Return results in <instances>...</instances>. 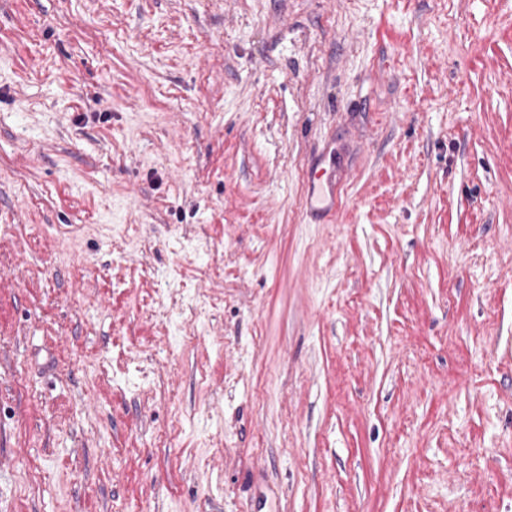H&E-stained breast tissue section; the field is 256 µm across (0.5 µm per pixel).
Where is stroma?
<instances>
[{"mask_svg": "<svg viewBox=\"0 0 512 512\" xmlns=\"http://www.w3.org/2000/svg\"><path fill=\"white\" fill-rule=\"evenodd\" d=\"M0 512H512V0H0ZM347 173L344 168L335 170L334 175L325 184L311 182L307 192V204L311 211L319 210L328 215L336 209V203L340 200V190L346 181ZM321 203L322 206H316Z\"/></svg>", "mask_w": 512, "mask_h": 512, "instance_id": "1", "label": "stroma"}]
</instances>
